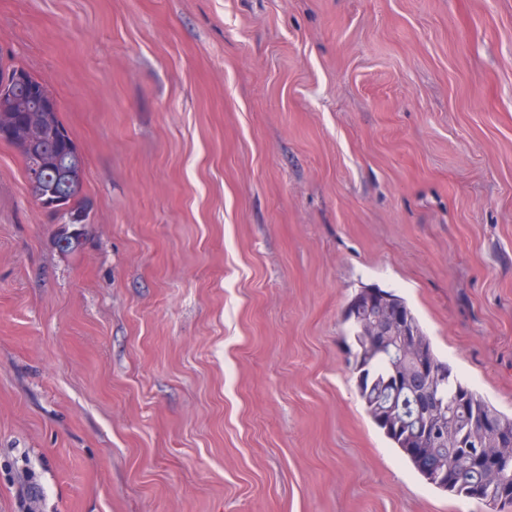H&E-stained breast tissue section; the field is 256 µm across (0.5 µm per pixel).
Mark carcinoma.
Instances as JSON below:
<instances>
[{"instance_id":"cac0c4a2","label":"carcinoma","mask_w":512,"mask_h":512,"mask_svg":"<svg viewBox=\"0 0 512 512\" xmlns=\"http://www.w3.org/2000/svg\"><path fill=\"white\" fill-rule=\"evenodd\" d=\"M0 140L22 156L25 177L33 198L62 224L71 217L88 220L79 203L83 160L59 116L55 97L46 84L26 68L0 56ZM65 170L70 183L62 194L55 173ZM390 298L424 339L421 358L435 368L433 398L443 411L441 427L455 433L460 446L436 444L418 418L412 397L391 400L387 393L399 371L398 358L388 350L367 344L361 335L360 310L374 296ZM351 343L348 364L356 377L358 396L375 426L429 484L453 496L474 500L485 512H512V470L493 479L475 468L473 455L484 440L482 420L493 417L512 429V415L497 411L487 400L463 384L447 362L436 354L430 339L407 303L381 288H363L351 299L344 314Z\"/></svg>"}]
</instances>
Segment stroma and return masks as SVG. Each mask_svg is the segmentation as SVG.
<instances>
[{
    "label": "stroma",
    "mask_w": 512,
    "mask_h": 512,
    "mask_svg": "<svg viewBox=\"0 0 512 512\" xmlns=\"http://www.w3.org/2000/svg\"><path fill=\"white\" fill-rule=\"evenodd\" d=\"M84 161L0 142V512H481L347 364L402 297L512 415V0H0Z\"/></svg>",
    "instance_id": "stroma-1"
}]
</instances>
